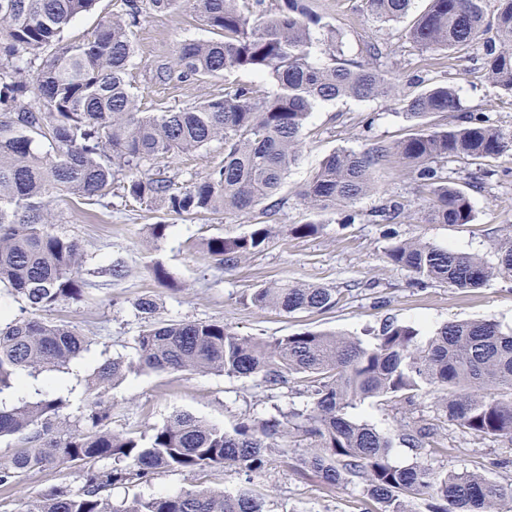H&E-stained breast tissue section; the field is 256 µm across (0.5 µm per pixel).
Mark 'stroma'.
<instances>
[{
    "mask_svg": "<svg viewBox=\"0 0 512 512\" xmlns=\"http://www.w3.org/2000/svg\"><path fill=\"white\" fill-rule=\"evenodd\" d=\"M323 24L340 28L347 55L361 57L367 44L381 43L391 51L383 68L395 97L414 95L437 79L458 89L461 106L470 111L493 109L499 125L512 127V98L503 96L489 82L483 68V49L474 44L445 53L420 52L401 36L398 23H378L367 18L362 0H304ZM140 54L129 70L133 92L146 103L177 109L222 92L234 84L256 83L255 75L233 71L204 82L160 83L153 73L167 63L186 39L208 40L214 33L190 11L140 16L134 28ZM371 127H362V119ZM410 123L396 110L393 99L370 101L342 99L321 105L312 113L302 135L301 156L288 172L282 196L286 203L276 215L261 209L224 216L205 215L172 221L163 239L151 236V224L161 221L158 212L120 195L88 204L71 198L58 203L62 218L59 232L77 240L86 256L84 297L64 302L49 311L47 319L74 326L92 337L89 352L54 374L61 395L77 414L87 393V383L104 362L136 357L135 338L143 321L134 308L137 298H153L158 316L175 321H221L244 336L276 338L305 331H329L360 336L393 319L415 326L429 337L441 324L490 318L503 330H512V280L494 278L485 286L459 291L444 284H415L412 276L389 265L385 251L391 241L380 224H341L329 214L319 232L308 237L293 234L292 227L311 219L299 192L331 152L346 148L360 151L370 144L390 143L405 137ZM224 158V147L213 143L196 156L157 161L154 171L177 183L199 180ZM453 180L467 189L475 210L469 224H421L415 213L423 201L408 176L403 159L392 155L374 173L375 189L361 200L367 212L392 196L402 197L410 213L396 225L399 238H422L456 251L476 254L495 262L500 244L512 237V162L501 161L497 173L480 188L469 185L477 165L457 163ZM276 224L277 233L262 251L237 268L227 270L203 249L214 236L238 237L255 224ZM126 269L124 278L111 275L113 264ZM168 272L166 283L152 274L154 264ZM293 281L335 289L338 302L326 311L284 313L261 309L250 301L258 288L274 282ZM112 403L111 428L116 433L141 432L163 424L171 415L186 412L206 422L233 429L243 421L282 417L310 407L312 398L299 380L276 387L256 378L229 377L216 372H132L108 395ZM437 400L427 393L415 406L369 399L350 409L349 415L389 434L394 441L392 458L401 466L422 464L443 473L481 470L497 482L512 484V442L481 439L459 425L442 424L440 448H412L402 439L403 424L433 421ZM304 442L288 451L273 450L260 477L247 481L244 473L221 467L200 472L155 473L147 483L118 484L113 501L136 496L151 497L187 490L210 489L233 495L252 483L264 497L265 512H367L360 487H331L312 474L301 473L296 459ZM79 468L53 466L31 474L7 492H0V512H23L26 503L48 490L79 485Z\"/></svg>",
    "mask_w": 512,
    "mask_h": 512,
    "instance_id": "35a3bbf8",
    "label": "stroma"
}]
</instances>
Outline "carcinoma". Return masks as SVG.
<instances>
[{"mask_svg":"<svg viewBox=\"0 0 512 512\" xmlns=\"http://www.w3.org/2000/svg\"><path fill=\"white\" fill-rule=\"evenodd\" d=\"M121 0L95 33L63 41L64 30L96 0H0V288L18 297L29 316L0 324V396L33 392L17 403L0 399V438L14 436L19 449L0 459V491L50 465H83L75 490L56 487L26 512H264L248 487L234 495L190 490L177 495L135 497L116 503L112 487L147 482L162 471L196 472L224 467L261 474L272 441L298 431L310 440L299 465L324 484L362 486L380 512H413L410 500L428 502L425 512H512V487L479 471L441 473L426 466H396L392 438L350 419L347 409L367 399L414 403L422 390L437 395L441 418L481 438L512 441V331L491 319L448 322L426 342L415 327L387 321L369 338L306 331L269 340L241 336L224 322L159 320L156 303L141 297L134 307L144 319L136 338L137 358L112 360L96 371L76 421L69 400L43 389L41 376L59 372L90 349L92 338L76 328L39 316L62 302L80 301L85 281L78 241L55 230L56 207L65 197L96 201L119 190L154 211L182 219L221 216L258 205L277 212L288 170L297 163L301 135L312 112L342 98L393 96L380 58L388 50L367 48L369 60L325 64L314 54L320 26L302 0ZM495 35L487 36L486 0H428L407 28L405 40L439 53L483 43L486 74L512 97V0H499ZM187 4L219 34L188 39L157 71L166 82L216 77L244 70L272 84L224 88L182 109L146 110L126 80L137 56L133 27L145 10L165 13ZM411 0H364L371 18L398 22ZM412 132L389 144L374 143L326 156L300 190L312 220L292 233L319 232L322 217L340 212L343 224L400 223L404 203L390 199L365 214L350 205L373 191V171L390 153L405 160L413 184L426 190L422 224H469L474 210L448 176L459 160L512 159V129L488 112L464 111L455 87L444 81L411 98L396 100ZM458 112L459 123L426 122L433 114ZM215 141L224 160L200 181L179 187L156 177L150 166L173 155H193ZM271 229L257 224L244 236H215L205 251L226 269L261 251ZM387 263L419 284L444 283L477 289L491 278H512V240L497 262L443 248L421 239L398 240L385 251ZM251 302L286 313L328 310L336 290L305 283H274L256 290ZM213 371L258 378L269 385L301 375L313 401L306 412L280 419L243 422L231 431L188 413L140 435L110 429L107 393L134 371ZM438 425L404 433L415 448L436 447ZM99 459L112 467L95 468Z\"/></svg>","mask_w":512,"mask_h":512,"instance_id":"obj_1","label":"carcinoma"}]
</instances>
